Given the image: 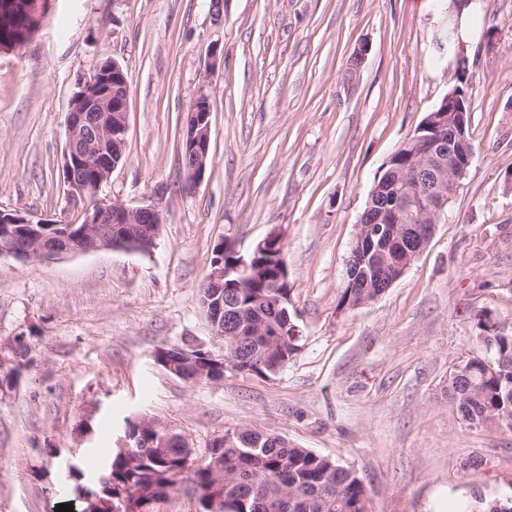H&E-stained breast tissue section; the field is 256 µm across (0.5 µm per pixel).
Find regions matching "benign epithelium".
Here are the masks:
<instances>
[{
  "instance_id": "obj_1",
  "label": "benign epithelium",
  "mask_w": 512,
  "mask_h": 512,
  "mask_svg": "<svg viewBox=\"0 0 512 512\" xmlns=\"http://www.w3.org/2000/svg\"><path fill=\"white\" fill-rule=\"evenodd\" d=\"M130 85L125 68L116 60L99 64L91 73L78 77L66 115V144L63 153L61 177L68 194L85 198L96 194L111 177L125 157L128 131L127 109ZM466 96L452 89L443 97L440 108L424 119L414 140L421 160L414 165L413 189L398 191L372 210V222L359 223L354 250L362 249L363 243L372 242V229L392 224H413L420 239L434 231L439 220L454 199L458 188L467 178L473 146L466 136ZM186 142L185 162L188 179L198 183L205 175L211 142V105L207 95H197L184 119ZM448 187H443V181ZM432 221L430 225L415 223L417 216ZM33 220L20 210H1L0 224H31ZM113 224L132 230L137 238L135 244L117 236L106 240L100 234V225ZM162 215L154 205L127 208L120 204L94 203L85 211V219L76 236L58 234L53 237L34 239L5 231L0 243V255L8 254L28 261L43 260L56 256L88 253L110 247L131 249H153L159 237ZM276 237L271 232L258 241L246 255L239 256L234 268H224V241H219L220 258L212 264L207 282L217 288L224 279L234 273L242 280L257 277L260 271L258 259L268 244ZM203 309L209 321L212 335L224 337V297L208 295ZM201 345L183 347L176 359L165 364L172 375L191 382L202 375L200 368Z\"/></svg>"
}]
</instances>
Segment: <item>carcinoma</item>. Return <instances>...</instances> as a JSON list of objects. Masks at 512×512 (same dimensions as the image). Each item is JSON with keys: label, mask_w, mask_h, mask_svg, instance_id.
Wrapping results in <instances>:
<instances>
[{"label": "carcinoma", "mask_w": 512, "mask_h": 512, "mask_svg": "<svg viewBox=\"0 0 512 512\" xmlns=\"http://www.w3.org/2000/svg\"><path fill=\"white\" fill-rule=\"evenodd\" d=\"M399 237V244L363 248L360 260L352 262L347 271V279L359 287L345 286L337 308L355 309L372 298L378 292L373 265L383 264L394 271L407 252L418 247L414 231H404ZM267 252L257 279L228 289L250 322L245 335L237 337V353L230 351L229 339H224V356L229 359L246 357L254 346L267 352L268 366L256 371L260 377L279 373L298 349L295 342L255 328L263 320L272 319L280 326L293 321L290 289L269 287L276 269L282 267L280 249L271 247ZM477 326V340L491 353L466 361L467 380L461 384L450 381L445 394L469 425L512 429V331L492 323L486 314L479 315ZM126 430L139 443L163 437L142 429L136 419L126 420ZM231 435L232 441L224 447H209L190 460L175 443L167 448H133L126 454L114 448L103 461L112 476L105 486L85 477L80 459L70 482L72 494L86 492L95 501V512H113L114 504L122 506L123 512H161L160 504L170 499L166 489L176 494L188 483L197 494L196 512H210L217 498L223 499V512H365V489L355 471L280 435L250 429ZM215 466L224 470L222 485L213 479Z\"/></svg>", "instance_id": "cac0c4a2"}]
</instances>
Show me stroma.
<instances>
[{"mask_svg": "<svg viewBox=\"0 0 512 512\" xmlns=\"http://www.w3.org/2000/svg\"><path fill=\"white\" fill-rule=\"evenodd\" d=\"M449 0H48L34 36L0 49V208L79 224L61 180L79 75L130 83L126 160L97 199L152 204L154 248L23 261L0 255V512H52L57 449L101 463L143 414L193 448L257 429L358 474L366 512H480L512 499V430L472 427L444 393L484 355L485 313L512 328V0H483L464 45L468 178L417 260L377 300L337 307L370 191L456 84L439 37ZM369 52L355 76L349 58ZM211 103L203 179L182 168L184 117ZM280 233L299 349L269 378L191 385L165 345L220 351L199 303L212 250ZM24 357H14L18 343Z\"/></svg>", "mask_w": 512, "mask_h": 512, "instance_id": "1", "label": "stroma"}]
</instances>
